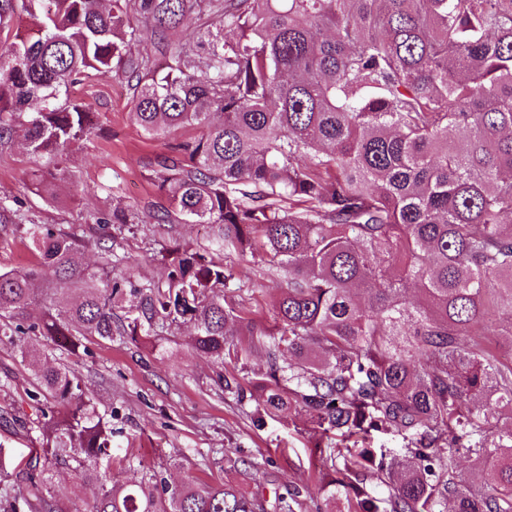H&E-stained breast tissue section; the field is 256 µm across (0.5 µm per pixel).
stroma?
Instances as JSON below:
<instances>
[{
    "label": "stroma",
    "instance_id": "35a3bbf8",
    "mask_svg": "<svg viewBox=\"0 0 512 512\" xmlns=\"http://www.w3.org/2000/svg\"><path fill=\"white\" fill-rule=\"evenodd\" d=\"M69 93L98 113L97 132L71 149L65 162L67 176L57 182L52 199L23 193L31 163L21 145L0 151V202L24 195L36 222L77 233L89 215L116 208L137 210L144 224L113 232L112 252L134 266L138 280L160 281L163 248L176 240L206 244L211 229L205 224L157 223L168 203L150 180L148 166L164 146L131 120L132 91L124 80L91 73ZM224 261L248 277L247 295L227 290V303L251 309L255 327L270 326L281 293L280 277L263 273L249 256L233 253ZM192 334L185 326L171 336L93 339L89 355L55 351L50 358L84 375L99 410L116 412L111 453L131 464L105 471L106 482L134 480L139 476L137 463L153 466L174 457L183 467L172 471V481L191 477L234 484L271 504L276 495L304 484L318 464L309 443V419L301 413H273L263 426H254L251 415L265 400L254 386L267 369L264 352L256 351L242 372L252 385L240 402L215 389L211 366L193 349ZM32 389L26 363L0 346V457L6 463L0 487L12 484L13 474L27 470L42 453L39 411L29 398Z\"/></svg>",
    "mask_w": 512,
    "mask_h": 512
}]
</instances>
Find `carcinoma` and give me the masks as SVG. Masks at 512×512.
I'll return each mask as SVG.
<instances>
[{"label":"carcinoma","instance_id":"carcinoma-1","mask_svg":"<svg viewBox=\"0 0 512 512\" xmlns=\"http://www.w3.org/2000/svg\"><path fill=\"white\" fill-rule=\"evenodd\" d=\"M33 34L0 49V150L21 141L37 164L27 186L55 194L69 148L97 114L65 96L79 76L114 74L131 118L167 146L149 178L180 224H211L206 246L178 241L161 283L117 276L112 246L38 224L20 198L0 202V233L38 257L0 272V344L27 358L41 410L43 464L11 486L12 512H71L53 491L64 464L88 512H262L232 484L168 481L166 463L107 486L112 414L82 375L26 356L29 339L89 353L85 340L160 336L189 326L212 381L246 399L224 360L267 357L270 410L306 412L322 460L318 494L344 512H512V0H0ZM149 43L164 58L142 53ZM88 224L145 220L116 209ZM98 250L83 267L81 245ZM259 255L283 276L274 325L234 342L250 314L224 292L241 280L224 252ZM49 285L35 298L34 282ZM418 298H407L408 286ZM124 311L114 327L115 310ZM390 430L405 452L366 444ZM485 470L475 486L461 462ZM386 487L376 497L366 488Z\"/></svg>","mask_w":512,"mask_h":512}]
</instances>
